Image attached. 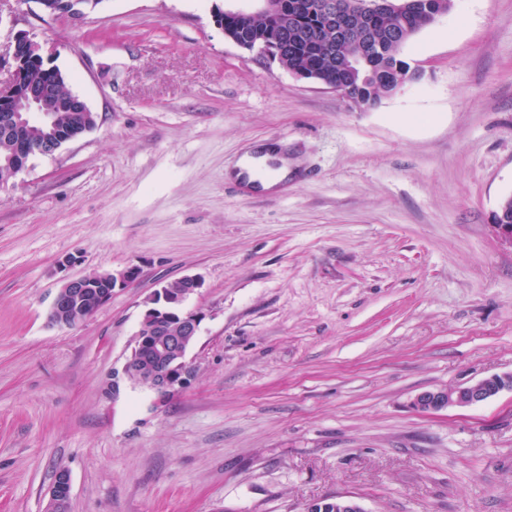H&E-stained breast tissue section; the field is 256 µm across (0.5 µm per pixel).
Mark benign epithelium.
Segmentation results:
<instances>
[{
  "label": "benign epithelium",
  "instance_id": "benign-epithelium-1",
  "mask_svg": "<svg viewBox=\"0 0 512 512\" xmlns=\"http://www.w3.org/2000/svg\"><path fill=\"white\" fill-rule=\"evenodd\" d=\"M260 7L253 12L235 11L241 19L250 21L260 17L266 26L280 31L296 26L297 14L288 8L285 0H259ZM44 14H53L70 20L84 17L83 9L75 0H36ZM446 0H322L317 5L328 28L336 30V41L330 43L336 54V68L345 74L344 85L331 89L345 91L354 99L353 82L358 77L369 82L377 78L393 93L405 83L419 79L418 70L403 75L397 71L377 72L375 61L388 50L404 44L408 34L397 28L389 31V42L368 45L358 52L351 50L356 26L366 21L372 12L397 17L409 9L437 19L446 13ZM215 22L224 28V36L238 47L252 51L259 49L271 59L282 62L283 48L267 42L268 32L243 26L224 27V12L215 13ZM44 66L40 46L20 30L0 53V71L8 73V81L0 82V118L13 131L12 149L6 157V166L12 174L26 167L39 155H52L63 144L70 142L94 125L93 114L87 103L73 92L61 95L67 81L60 69L51 66L52 80L25 81L28 70ZM47 129L40 137L29 134L32 115ZM495 231L500 241L512 248V219H506V203H501L495 214ZM138 275L134 266L112 272H90L65 279L50 304L48 319L57 325L76 326L86 321L112 299V294L132 283ZM197 276H186L156 290L147 302L135 345L122 368L112 372L109 385L117 392L120 384L129 382L165 402L176 391L185 387L194 374L189 354L194 347L203 315L184 310L185 303L202 288ZM504 390H512V373L491 375L467 386L436 388L418 393L412 408L420 413L433 414L450 407L480 405ZM71 480L68 471L57 472L49 488L43 512H69ZM306 512H365L350 496L336 495L310 503Z\"/></svg>",
  "mask_w": 512,
  "mask_h": 512
}]
</instances>
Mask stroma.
I'll return each mask as SVG.
<instances>
[{
    "label": "stroma",
    "mask_w": 512,
    "mask_h": 512,
    "mask_svg": "<svg viewBox=\"0 0 512 512\" xmlns=\"http://www.w3.org/2000/svg\"><path fill=\"white\" fill-rule=\"evenodd\" d=\"M254 0H102L85 22L0 0L97 115L0 184V512H512V391L422 414V391L512 373V0H453L420 71L366 110L225 38ZM275 145L286 181L238 161ZM76 258L65 266L66 258ZM139 276L75 327L64 278ZM203 281L194 376L107 384L166 283ZM71 480L68 471L59 470L49 488L43 512H69ZM332 509V511H330ZM306 512H365L361 505L350 496L336 495L310 503Z\"/></svg>",
    "instance_id": "35a3bbf8"
}]
</instances>
